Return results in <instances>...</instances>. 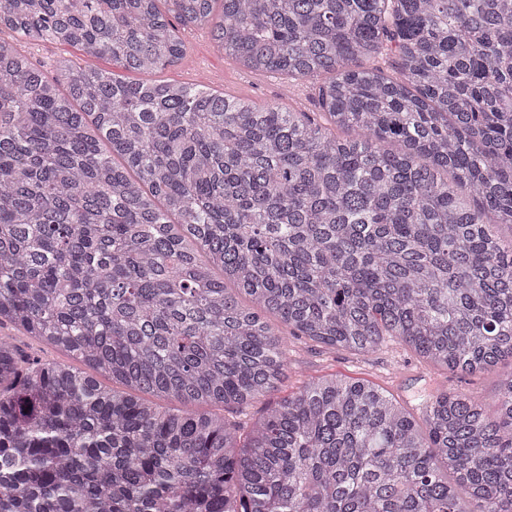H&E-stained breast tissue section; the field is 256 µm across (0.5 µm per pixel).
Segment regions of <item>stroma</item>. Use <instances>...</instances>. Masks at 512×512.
Returning a JSON list of instances; mask_svg holds the SVG:
<instances>
[{"label": "stroma", "instance_id": "1", "mask_svg": "<svg viewBox=\"0 0 512 512\" xmlns=\"http://www.w3.org/2000/svg\"><path fill=\"white\" fill-rule=\"evenodd\" d=\"M177 34L185 43V57L173 66L152 72V79L205 86L223 92L225 97L244 98L259 106L290 112L315 111L317 91L312 82L242 67L234 57L215 46L208 28L181 26ZM19 48L51 78L59 76L60 64L65 60L90 68L111 65L107 57L88 56L69 45L25 41ZM509 374H512V360L508 358L491 370L465 374L434 367L394 342L375 351L357 353L292 338L288 341L287 376L278 394L284 397L311 380L338 375L377 385L404 405L421 388L434 393L475 394L490 403L497 398L500 377Z\"/></svg>", "mask_w": 512, "mask_h": 512}]
</instances>
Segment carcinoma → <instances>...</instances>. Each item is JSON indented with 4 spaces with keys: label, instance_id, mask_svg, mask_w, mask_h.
<instances>
[{
    "label": "carcinoma",
    "instance_id": "1",
    "mask_svg": "<svg viewBox=\"0 0 512 512\" xmlns=\"http://www.w3.org/2000/svg\"><path fill=\"white\" fill-rule=\"evenodd\" d=\"M172 17L318 84L322 119L51 80L0 39V326L89 368L0 336V512H512V373L492 407L417 419L325 376L237 420L287 371L272 317L450 371L512 358V0H0L16 38L142 73L183 59ZM2 334H11L10 336H17V344L21 345L26 352L42 361H66L67 363L74 364L82 369H86L79 362L72 360L64 352L56 350L54 348L45 346L39 343L37 340L21 335L17 330L12 327H8L2 330Z\"/></svg>",
    "mask_w": 512,
    "mask_h": 512
}]
</instances>
